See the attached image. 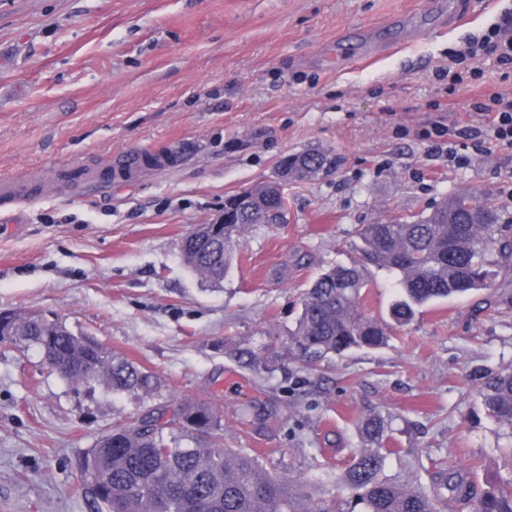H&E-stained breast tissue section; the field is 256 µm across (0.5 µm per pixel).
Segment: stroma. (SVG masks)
Here are the masks:
<instances>
[{"instance_id":"1","label":"stroma","mask_w":512,"mask_h":512,"mask_svg":"<svg viewBox=\"0 0 512 512\" xmlns=\"http://www.w3.org/2000/svg\"><path fill=\"white\" fill-rule=\"evenodd\" d=\"M512 0H0V312L39 311L154 377L115 393L62 378L33 347L0 342V512H101L84 471L96 442L156 407L207 402L224 443L292 483L300 512L345 507L338 475L388 422L384 474L430 488L442 462L512 467L474 392L512 365V287L420 308L387 345L304 367L288 351L299 297L359 259L360 225L411 217L468 190L512 224V151L429 132L481 126L479 95L512 96L494 55L449 90L438 69ZM321 149L335 168L289 184L276 223L243 231L222 283L181 244L226 197ZM171 155L129 174L130 154ZM252 348L274 375L240 364Z\"/></svg>"}]
</instances>
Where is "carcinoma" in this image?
I'll return each mask as SVG.
<instances>
[{
    "label": "carcinoma",
    "mask_w": 512,
    "mask_h": 512,
    "mask_svg": "<svg viewBox=\"0 0 512 512\" xmlns=\"http://www.w3.org/2000/svg\"><path fill=\"white\" fill-rule=\"evenodd\" d=\"M317 163L311 152L297 155V181L316 177ZM250 223L246 217L224 225V251L219 254L192 230L182 241L185 264L220 281L239 233ZM357 235L361 260L330 267L301 293L288 350L311 366L332 355L387 344L388 324L364 313L370 266L393 277L399 297L390 318L397 327L408 325L432 301L469 291L493 294L499 278L512 277V227L497 223L493 203L474 192H455L416 219L363 224ZM16 342L47 350L53 370L67 380L93 368L92 380L113 392L145 391L152 384V376L132 361L45 316L33 315ZM238 358L247 367L274 372L251 350ZM475 390L487 416L512 438V367L479 378ZM386 430L387 422L379 416L362 422L367 447L341 475L350 492L349 512H446L450 500L467 505L470 512H512V472L483 487L450 465L440 470L430 492L391 482L383 475ZM90 457L92 493L106 512H299L288 482L262 471L244 449L224 447L221 420L204 402L170 414L149 410L112 430V440L97 442Z\"/></svg>",
    "instance_id": "cac0c4a2"
}]
</instances>
